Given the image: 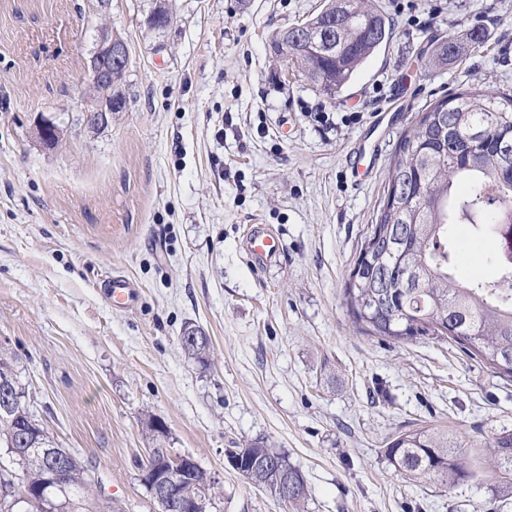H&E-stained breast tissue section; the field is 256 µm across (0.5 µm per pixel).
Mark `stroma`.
<instances>
[{
  "label": "stroma",
  "mask_w": 512,
  "mask_h": 512,
  "mask_svg": "<svg viewBox=\"0 0 512 512\" xmlns=\"http://www.w3.org/2000/svg\"><path fill=\"white\" fill-rule=\"evenodd\" d=\"M0 0V349L31 408L123 512H158L141 481L153 441L194 458L220 488L213 512H284L225 462L262 441L306 479L303 512H512L494 441L512 431V379L452 341L359 332L343 289L384 197L398 137L429 101L473 84L512 90V0H375L391 39L336 100L284 80L274 31L325 0ZM484 27L477 53L423 68L448 31ZM130 63L122 111L90 130V59L102 29ZM410 95L356 183L348 151L374 112ZM57 123L43 144L41 119ZM283 256L254 267L250 226ZM462 277L489 275L498 239L455 228ZM138 290L113 307V273ZM196 326L208 366L181 351ZM443 429L471 475L444 487L401 477L384 449Z\"/></svg>",
  "instance_id": "35a3bbf8"
}]
</instances>
